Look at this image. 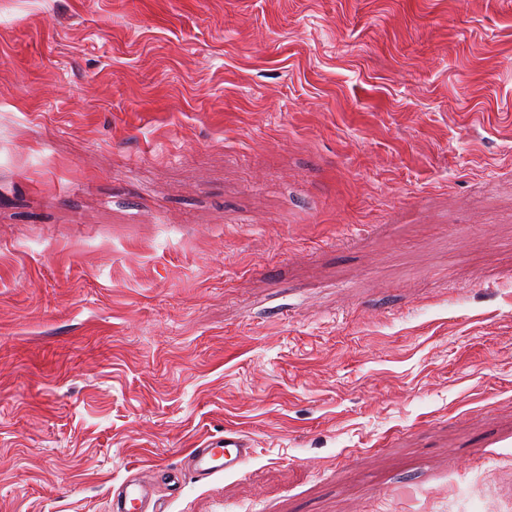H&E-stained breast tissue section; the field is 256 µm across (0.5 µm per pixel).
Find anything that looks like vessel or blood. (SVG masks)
I'll list each match as a JSON object with an SVG mask.
<instances>
[{
    "label": "vessel or blood",
    "mask_w": 512,
    "mask_h": 512,
    "mask_svg": "<svg viewBox=\"0 0 512 512\" xmlns=\"http://www.w3.org/2000/svg\"><path fill=\"white\" fill-rule=\"evenodd\" d=\"M253 455L248 439L236 430H225L223 436L205 441L188 454L189 470L198 479L234 474ZM115 512H166L164 503L154 499L145 481L133 479L122 486Z\"/></svg>",
    "instance_id": "b4317fda"
}]
</instances>
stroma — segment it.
I'll return each instance as SVG.
<instances>
[{
	"label": "stroma",
	"instance_id": "35a3bbf8",
	"mask_svg": "<svg viewBox=\"0 0 512 512\" xmlns=\"http://www.w3.org/2000/svg\"><path fill=\"white\" fill-rule=\"evenodd\" d=\"M134 473L512 512V0H0V512ZM253 452L248 439L234 429H225L224 436L207 440L199 448L190 450L189 471L200 480L238 473Z\"/></svg>",
	"mask_w": 512,
	"mask_h": 512
}]
</instances>
